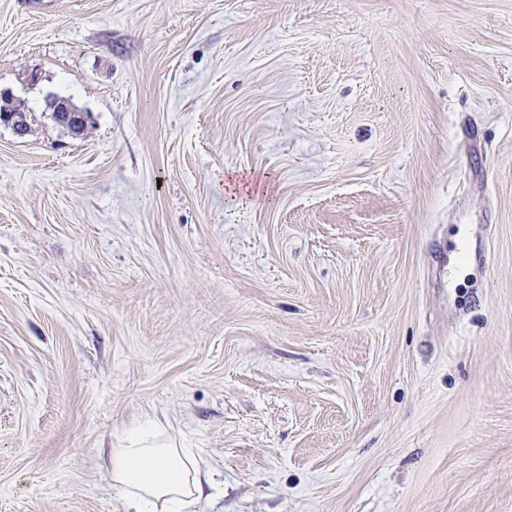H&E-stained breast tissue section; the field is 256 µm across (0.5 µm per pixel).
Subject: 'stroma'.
<instances>
[{"mask_svg":"<svg viewBox=\"0 0 512 512\" xmlns=\"http://www.w3.org/2000/svg\"><path fill=\"white\" fill-rule=\"evenodd\" d=\"M0 92V512L146 416L200 512H512V0H0ZM49 108L57 123L68 129L73 135H83L82 129L88 127L89 114L76 106L68 98H57L49 102Z\"/></svg>","mask_w":512,"mask_h":512,"instance_id":"obj_1","label":"stroma"}]
</instances>
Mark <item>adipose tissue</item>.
Here are the masks:
<instances>
[{
	"label": "adipose tissue",
	"instance_id": "ef3b65f1",
	"mask_svg": "<svg viewBox=\"0 0 512 512\" xmlns=\"http://www.w3.org/2000/svg\"><path fill=\"white\" fill-rule=\"evenodd\" d=\"M105 465L124 512H193L216 474L197 452L164 440L160 422L147 417L128 429Z\"/></svg>",
	"mask_w": 512,
	"mask_h": 512
}]
</instances>
